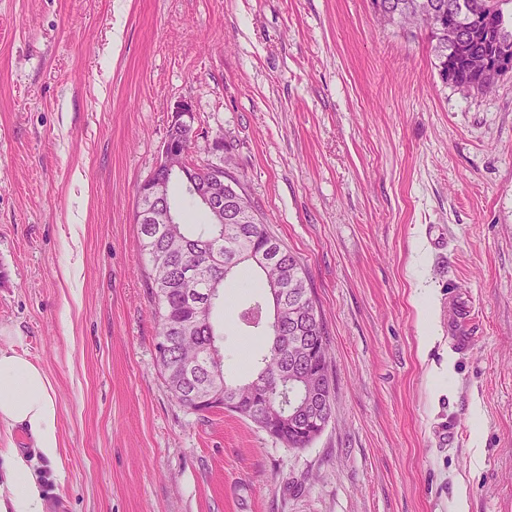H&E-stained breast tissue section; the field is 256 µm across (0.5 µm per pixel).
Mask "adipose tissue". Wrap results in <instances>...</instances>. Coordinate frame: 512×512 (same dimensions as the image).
Instances as JSON below:
<instances>
[{
	"mask_svg": "<svg viewBox=\"0 0 512 512\" xmlns=\"http://www.w3.org/2000/svg\"><path fill=\"white\" fill-rule=\"evenodd\" d=\"M59 411L47 374L17 347H0V424L24 428L42 460L61 461ZM0 512H46L41 483L27 457L0 448Z\"/></svg>",
	"mask_w": 512,
	"mask_h": 512,
	"instance_id": "ef3b65f1",
	"label": "adipose tissue"
}]
</instances>
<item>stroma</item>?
Instances as JSON below:
<instances>
[{"label":"stroma","instance_id":"1","mask_svg":"<svg viewBox=\"0 0 512 512\" xmlns=\"http://www.w3.org/2000/svg\"><path fill=\"white\" fill-rule=\"evenodd\" d=\"M182 101L316 297L332 416L307 448L187 410L157 365L137 190ZM256 283L217 312L231 382L266 346L238 324ZM11 342L55 389L48 512H452L462 487L512 512V72L444 82L371 0H0Z\"/></svg>","mask_w":512,"mask_h":512}]
</instances>
